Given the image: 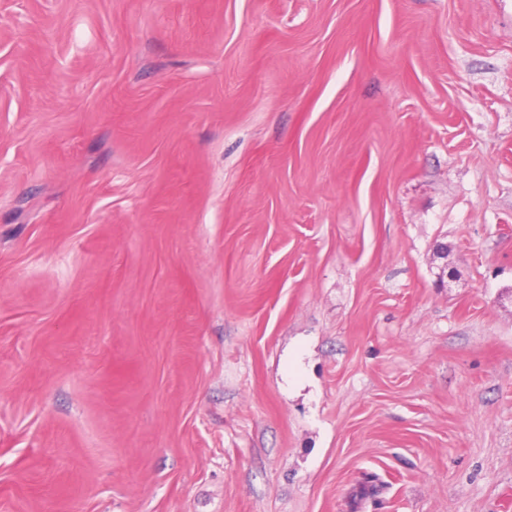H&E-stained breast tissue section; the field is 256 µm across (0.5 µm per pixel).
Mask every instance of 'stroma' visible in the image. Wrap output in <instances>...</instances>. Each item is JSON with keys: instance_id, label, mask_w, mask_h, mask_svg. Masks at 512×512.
Segmentation results:
<instances>
[{"instance_id": "obj_1", "label": "stroma", "mask_w": 512, "mask_h": 512, "mask_svg": "<svg viewBox=\"0 0 512 512\" xmlns=\"http://www.w3.org/2000/svg\"><path fill=\"white\" fill-rule=\"evenodd\" d=\"M0 512H512V0H0Z\"/></svg>"}]
</instances>
